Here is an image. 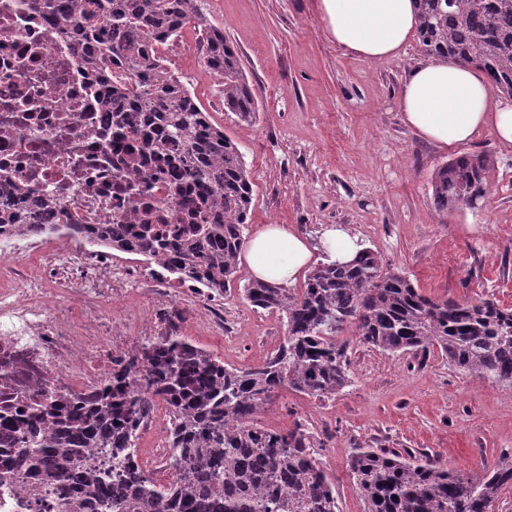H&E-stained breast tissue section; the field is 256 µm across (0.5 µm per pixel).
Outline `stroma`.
<instances>
[{
    "instance_id": "stroma-1",
    "label": "stroma",
    "mask_w": 512,
    "mask_h": 512,
    "mask_svg": "<svg viewBox=\"0 0 512 512\" xmlns=\"http://www.w3.org/2000/svg\"><path fill=\"white\" fill-rule=\"evenodd\" d=\"M314 4L197 0L240 54L259 103L256 122L225 109L196 31H182L186 52L166 62L243 153L254 185L250 226L293 224L314 247L324 227L345 226L424 295L512 308V147L487 130L448 150L419 137L398 97L409 67L424 59L418 41L395 59H358L328 38ZM464 153L491 157V191L477 208L441 214L431 178ZM248 279L238 269L224 295L223 337L192 313L182 324L189 342L238 369L263 362L284 335L277 314L239 295ZM350 355L353 382L342 393L320 400L284 389L258 416L282 431L308 425L339 512L363 510L348 467L355 447L415 449L463 474L512 453V389L456 370L434 351L396 356L354 342Z\"/></svg>"
}]
</instances>
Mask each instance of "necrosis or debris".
I'll list each match as a JSON object with an SVG mask.
<instances>
[{
	"label": "necrosis or debris",
	"mask_w": 512,
	"mask_h": 512,
	"mask_svg": "<svg viewBox=\"0 0 512 512\" xmlns=\"http://www.w3.org/2000/svg\"><path fill=\"white\" fill-rule=\"evenodd\" d=\"M145 115H116L100 85L82 68L58 20L34 12L30 0H0V206L18 203L49 221L65 209L72 224L49 234L16 236L0 225V389L26 395L89 393L123 364L136 337L158 336L185 306L224 332V303L167 261L113 258L95 238L140 224L169 239L188 215L206 222L198 192L175 195V165L145 167ZM83 225L75 234L73 224ZM136 292L151 312L112 303ZM168 414L156 403L136 433L149 442L145 475L168 466ZM0 512H58L35 487L0 484Z\"/></svg>",
	"instance_id": "necrosis-or-debris-1"
}]
</instances>
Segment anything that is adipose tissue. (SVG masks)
Segmentation results:
<instances>
[{
  "label": "adipose tissue",
  "instance_id": "ef3b65f1",
  "mask_svg": "<svg viewBox=\"0 0 512 512\" xmlns=\"http://www.w3.org/2000/svg\"><path fill=\"white\" fill-rule=\"evenodd\" d=\"M328 37L363 60L395 58L417 28L412 0H315ZM404 122L423 138L448 148L466 144L483 129L512 145V100L492 99L486 77L453 62L415 65L400 89ZM313 252L291 224L256 228L242 258L251 278L279 288L295 286Z\"/></svg>",
  "mask_w": 512,
  "mask_h": 512
}]
</instances>
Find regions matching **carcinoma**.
I'll list each match as a JSON object with an SVG mask.
<instances>
[{"label": "carcinoma", "mask_w": 512, "mask_h": 512, "mask_svg": "<svg viewBox=\"0 0 512 512\" xmlns=\"http://www.w3.org/2000/svg\"><path fill=\"white\" fill-rule=\"evenodd\" d=\"M34 10L63 22L80 64L116 101L146 113L152 155L183 147L181 177L214 204L207 224L191 221L169 243L145 224L106 248L156 257L168 248L173 269L217 292L233 287L247 239L253 197L243 153L215 127L151 42L176 38L191 21L205 30L206 66L224 78V107L244 121L258 102L237 49L210 25L197 0H31ZM417 36L425 56L480 71L492 92L512 96V0H415ZM492 165L485 154H463L430 182L441 213L483 200ZM27 217L0 211V224L29 232ZM238 291L256 309L277 312L285 336L262 363L227 367L171 329L144 339L112 374V386L72 401L40 397L28 405L22 430L1 450L0 480L13 464L55 485L68 512H339L336 490L316 458L317 440L298 421L288 431L256 417L283 387L330 398L351 383L349 327L359 342L390 354L437 350L455 368L512 388V308L492 299L458 302L424 295L403 273L362 248L343 265L319 263L297 292L258 281ZM157 401L171 415L170 468L180 478L161 488L143 481L134 431L141 404ZM88 448L107 467L84 469ZM364 512H494L512 490V457L461 475L426 453L404 448H355L349 459Z\"/></svg>", "instance_id": "obj_1"}]
</instances>
